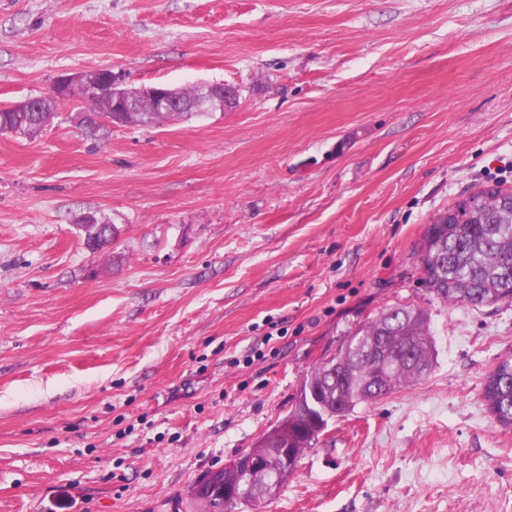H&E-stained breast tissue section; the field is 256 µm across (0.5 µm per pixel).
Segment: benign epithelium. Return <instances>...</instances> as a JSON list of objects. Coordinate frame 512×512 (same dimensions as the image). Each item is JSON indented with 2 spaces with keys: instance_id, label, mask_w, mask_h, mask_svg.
Instances as JSON below:
<instances>
[{
  "instance_id": "obj_1",
  "label": "benign epithelium",
  "mask_w": 512,
  "mask_h": 512,
  "mask_svg": "<svg viewBox=\"0 0 512 512\" xmlns=\"http://www.w3.org/2000/svg\"><path fill=\"white\" fill-rule=\"evenodd\" d=\"M49 96L58 104L77 98L103 96L108 102V111L128 117L126 126L141 127L146 112H166L173 120L187 115L202 117L212 112H226L237 106L240 91L227 83H200L189 97L185 89L163 83L124 87L116 81L111 69L100 68L76 77H60ZM269 470L266 459L255 453L239 454L225 462L224 471L240 473V480L234 485L224 483V503L234 504L244 500L255 506L264 503L276 483L255 487L251 475H265Z\"/></svg>"
}]
</instances>
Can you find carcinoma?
<instances>
[{"label":"carcinoma","instance_id":"carcinoma-1","mask_svg":"<svg viewBox=\"0 0 512 512\" xmlns=\"http://www.w3.org/2000/svg\"><path fill=\"white\" fill-rule=\"evenodd\" d=\"M37 113L0 112V134L37 132ZM453 224L427 227L418 253L430 291L451 305L471 307L512 303V199L494 186L479 205L466 199ZM86 246L102 251L111 241L95 227L83 225ZM436 363V344L428 313L394 306L350 332L336 354L324 356L303 381L294 408L261 437L259 446L271 456L292 448L300 458L317 444L329 422L374 403L398 388L429 375ZM483 401L496 421L512 427V356L497 362L487 377ZM224 471L209 469L190 489L204 512H224L220 487Z\"/></svg>","mask_w":512,"mask_h":512}]
</instances>
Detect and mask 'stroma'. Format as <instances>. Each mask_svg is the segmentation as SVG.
Wrapping results in <instances>:
<instances>
[{"label": "stroma", "mask_w": 512, "mask_h": 512, "mask_svg": "<svg viewBox=\"0 0 512 512\" xmlns=\"http://www.w3.org/2000/svg\"><path fill=\"white\" fill-rule=\"evenodd\" d=\"M102 67L240 99L93 134L68 101L0 134V512H202L196 477L394 305L429 313L432 373L234 512H512L482 401L512 304L443 303L416 255L435 214L512 189V0H0V107Z\"/></svg>", "instance_id": "obj_1"}]
</instances>
